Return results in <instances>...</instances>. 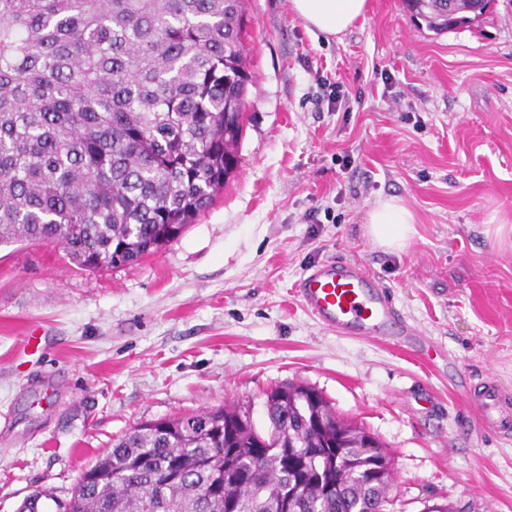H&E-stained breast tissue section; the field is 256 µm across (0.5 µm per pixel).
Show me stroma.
I'll return each mask as SVG.
<instances>
[{
  "instance_id": "obj_1",
  "label": "stroma",
  "mask_w": 512,
  "mask_h": 512,
  "mask_svg": "<svg viewBox=\"0 0 512 512\" xmlns=\"http://www.w3.org/2000/svg\"><path fill=\"white\" fill-rule=\"evenodd\" d=\"M239 163L182 235L132 267L79 269L61 246L0 247V512H64L82 471L138 424L265 402L289 382L391 452L389 512H512V436L475 427L466 377L512 391V0L437 35L403 0H367L340 37L289 0H246ZM343 110L318 107L316 75ZM398 197L416 233L372 246ZM364 265L432 347L339 336L294 284ZM32 336L24 345V336ZM415 216L403 200H379L368 214L366 232L371 243L387 252L402 251L415 233Z\"/></svg>"
}]
</instances>
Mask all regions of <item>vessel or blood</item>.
Here are the masks:
<instances>
[{"label": "vessel or blood", "instance_id": "b4317fda", "mask_svg": "<svg viewBox=\"0 0 512 512\" xmlns=\"http://www.w3.org/2000/svg\"><path fill=\"white\" fill-rule=\"evenodd\" d=\"M295 292L307 313L337 335L382 340L417 333L391 293L360 263L321 261L302 275ZM466 397L481 413L480 429L512 434V400L497 380L485 378Z\"/></svg>", "mask_w": 512, "mask_h": 512}]
</instances>
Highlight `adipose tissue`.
<instances>
[{"mask_svg":"<svg viewBox=\"0 0 512 512\" xmlns=\"http://www.w3.org/2000/svg\"><path fill=\"white\" fill-rule=\"evenodd\" d=\"M367 0H290L293 13L307 28L334 37L366 10ZM366 232L371 243L387 252L402 251L415 233V216L403 200H379L368 214Z\"/></svg>","mask_w":512,"mask_h":512,"instance_id":"ef3b65f1","label":"adipose tissue"}]
</instances>
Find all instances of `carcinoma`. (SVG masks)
<instances>
[{
    "label": "carcinoma",
    "mask_w": 512,
    "mask_h": 512,
    "mask_svg": "<svg viewBox=\"0 0 512 512\" xmlns=\"http://www.w3.org/2000/svg\"><path fill=\"white\" fill-rule=\"evenodd\" d=\"M440 34L477 0H404ZM245 0H0V246L132 267L176 240L238 164ZM146 422L83 471L65 512H386L392 458L316 389ZM346 450L364 469L336 466ZM333 479L336 494L326 493Z\"/></svg>",
    "instance_id": "1"
}]
</instances>
